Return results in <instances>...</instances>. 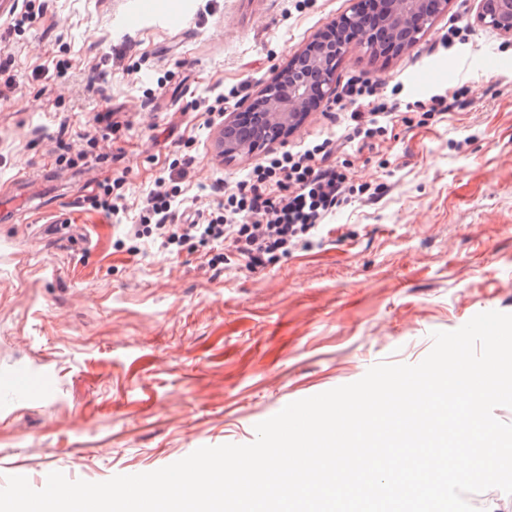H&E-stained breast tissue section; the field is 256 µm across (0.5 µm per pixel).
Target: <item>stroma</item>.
<instances>
[{
	"mask_svg": "<svg viewBox=\"0 0 512 512\" xmlns=\"http://www.w3.org/2000/svg\"><path fill=\"white\" fill-rule=\"evenodd\" d=\"M135 2L0 5V197L41 190L35 210L0 213V464H28L34 482L252 443L296 392L417 364L432 332L512 313V38L476 21V0H447L405 53L349 45L328 106L272 149L342 134L345 84L375 80L397 115L336 163L351 188L383 193L256 270L235 255L209 268L199 245L167 256L124 227L163 175L186 216L214 208L265 154L221 156L225 117L364 0H147L124 26ZM26 11L34 23L12 28ZM452 25L468 42L446 51ZM461 84L446 115L418 108ZM107 184L123 197L112 218L91 205Z\"/></svg>",
	"mask_w": 512,
	"mask_h": 512,
	"instance_id": "1",
	"label": "stroma"
}]
</instances>
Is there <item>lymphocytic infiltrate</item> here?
Listing matches in <instances>:
<instances>
[{"instance_id": "obj_1", "label": "lymphocytic infiltrate", "mask_w": 512, "mask_h": 512, "mask_svg": "<svg viewBox=\"0 0 512 512\" xmlns=\"http://www.w3.org/2000/svg\"><path fill=\"white\" fill-rule=\"evenodd\" d=\"M345 97L351 105L348 126L367 140L393 119L397 108L396 103L380 98L376 84L366 79L350 82ZM351 143L347 136L268 156L248 171L238 191L226 194L218 210L188 224L172 221L178 207L177 187L157 181L138 223L129 231L137 238L160 239L170 252L201 244L237 255L249 268L264 267L272 258L288 255L300 242L320 237L328 216L347 202L348 177L331 159Z\"/></svg>"}]
</instances>
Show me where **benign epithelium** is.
Listing matches in <instances>:
<instances>
[{"mask_svg":"<svg viewBox=\"0 0 512 512\" xmlns=\"http://www.w3.org/2000/svg\"><path fill=\"white\" fill-rule=\"evenodd\" d=\"M387 10L379 29L360 27L347 16L336 30L325 34L304 49L300 60L276 73L270 83L236 119L224 121L218 147L226 157L254 151L259 145L284 139L297 126L303 112H312L328 103L334 92L336 64L344 48L353 40L396 53L410 50L416 37L432 22L429 3L446 0H386ZM476 19L512 38V0H479Z\"/></svg>","mask_w":512,"mask_h":512,"instance_id":"7a95c632","label":"benign epithelium"}]
</instances>
